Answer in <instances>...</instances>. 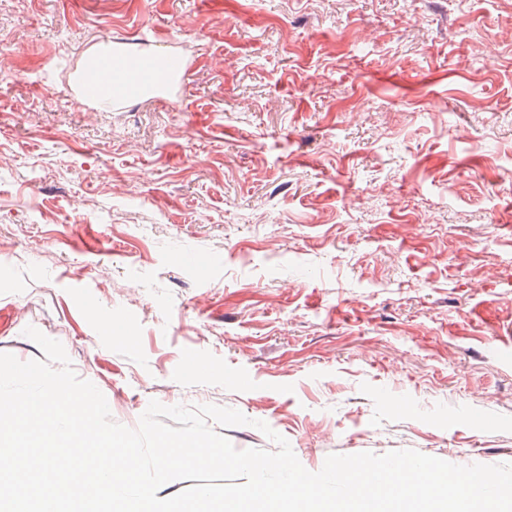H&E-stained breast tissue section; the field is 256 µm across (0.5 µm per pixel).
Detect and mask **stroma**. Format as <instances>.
Wrapping results in <instances>:
<instances>
[{
	"mask_svg": "<svg viewBox=\"0 0 512 512\" xmlns=\"http://www.w3.org/2000/svg\"><path fill=\"white\" fill-rule=\"evenodd\" d=\"M108 44L183 73L101 107ZM1 308L130 428L512 463V0H0Z\"/></svg>",
	"mask_w": 512,
	"mask_h": 512,
	"instance_id": "obj_1",
	"label": "stroma"
}]
</instances>
